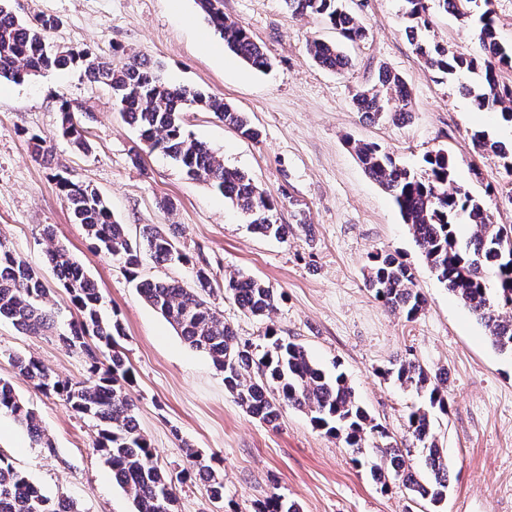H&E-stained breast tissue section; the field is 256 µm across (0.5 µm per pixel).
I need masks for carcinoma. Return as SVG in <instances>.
<instances>
[{
    "instance_id": "carcinoma-1",
    "label": "carcinoma",
    "mask_w": 512,
    "mask_h": 512,
    "mask_svg": "<svg viewBox=\"0 0 512 512\" xmlns=\"http://www.w3.org/2000/svg\"><path fill=\"white\" fill-rule=\"evenodd\" d=\"M341 0H285L294 16L320 19L346 41L366 37V25L340 5ZM405 30L427 68L442 79L462 73L474 75L466 94L479 108H497L504 122L512 125V85L501 79L512 68V45L497 36L496 19L489 9L476 18L479 51L458 54L421 37L428 25L430 6L451 12L462 20L472 17L476 0H403ZM201 12L224 40V45L257 70L271 66L270 58L248 31L224 16V0H197ZM57 25L51 17L21 20L10 0H0V80L22 83L28 77L51 69L80 68L94 82L109 87L119 107L140 131L141 138L174 160L185 173L202 180L230 199L249 218L252 229L266 237L285 240L293 226L279 222L274 201L244 172L224 165V158L207 143L186 132L184 115L194 106L213 113L245 138L257 132L243 112L223 99L199 90L172 88L159 67L131 56L120 68L85 50H55L48 34ZM308 52L321 67L342 73L350 66L340 47L319 38ZM358 111L374 120L407 117L411 95L400 74L381 67L375 82L354 94ZM61 134L75 147L87 149L86 113L72 101L61 100ZM474 150L492 152L512 169V149L483 131L471 135ZM353 151L365 172L393 198L402 219L430 271L485 328L492 346L512 357V224H496L483 197L455 180V162L445 149L423 156L419 172L400 165L376 142L358 141ZM59 192L77 224L82 225L95 248L110 255L130 272L149 255L164 266L184 261L177 248L179 227L145 224L140 242H131L125 225L112 218L104 199L94 190L60 176ZM48 261L58 281L70 295L79 313L69 331L58 334L62 344L79 350L88 359L92 381L73 383L54 376L39 361L24 354L11 356L13 367L45 394L59 396L77 414L95 422L93 447L112 468L118 484L130 495L133 512H176L177 496L172 479L154 460L153 449L141 433L135 405L127 386L133 383L131 368L120 349L124 336L117 315L103 314L102 296L88 279L83 265L67 248L55 244ZM366 285L374 297L392 312L414 320L426 299L417 288L413 269L390 251L370 255ZM145 302L160 313L193 350L205 354L224 372V387L240 406L261 421L276 425L283 408L306 413L314 429L333 436L351 449L350 460L363 465L366 445L373 443L378 462L371 466L373 480L386 488L398 482L409 500L443 512L451 489L448 457L433 431L434 416L448 414L447 379L416 359H399L384 375L424 399L406 415V432L420 446L422 468L410 462L411 449L401 448L357 401L343 374L334 378L310 358L306 349L285 341L271 328L263 343L237 340L235 330L206 301L214 281L200 269L192 284L177 280H144L137 285ZM224 293L232 296L242 311L266 317L277 307L273 289L242 274L224 279ZM5 318L25 334L41 336L56 330V311L50 305L42 275L16 257L0 241V319ZM0 412L10 414L25 427L36 444H53L38 415L21 400L12 386L0 380ZM189 469L208 483L210 497L224 499V477L195 452L187 454ZM0 512H84L72 499H52L19 471L10 458L0 454ZM254 512H300L298 504L272 493Z\"/></svg>"
}]
</instances>
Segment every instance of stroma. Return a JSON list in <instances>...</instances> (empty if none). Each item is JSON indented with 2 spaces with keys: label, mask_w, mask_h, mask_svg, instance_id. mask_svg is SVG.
Segmentation results:
<instances>
[{
  "label": "stroma",
  "mask_w": 512,
  "mask_h": 512,
  "mask_svg": "<svg viewBox=\"0 0 512 512\" xmlns=\"http://www.w3.org/2000/svg\"><path fill=\"white\" fill-rule=\"evenodd\" d=\"M28 20L50 15L55 48L87 49L121 67L132 55L160 65L165 81L223 98L244 112L258 136L247 139L212 113L195 108L186 130L206 142L227 166L248 174L275 202L281 223L294 225L288 240L253 231L222 194L191 179L163 153L139 139L111 90L82 70L49 71L23 83L0 84V240L40 269L58 308L57 330L20 333L0 320V378L35 409L53 447L36 445L11 416L0 414V452L44 493L76 499L85 512H132L129 496L95 451L91 419L73 412L19 376L13 354H28L61 378L88 380L82 353L58 339L77 311L47 264L50 242L66 246L104 296L105 313H118L121 342L134 374L129 395L158 465L177 488V512H254L276 492L301 512H426L404 489L381 491L368 468L353 467L338 439L312 428L308 416L283 409L270 426L247 413L224 387V374L190 349L140 296L145 279L192 282L198 268L215 279L241 272L278 296L263 319L245 315L223 291L210 303L234 327L240 342L259 343L265 328L303 345L327 375L344 373L357 400L405 446L407 406L415 393L384 379L397 356L411 354L448 372L447 414L435 433L446 449L453 482L444 512H512V359L498 353L484 328L437 281L398 209L364 171L350 140L380 143L400 163L418 168L424 154L445 148L457 161L458 183L496 193L486 205L500 224H512V174L502 158L474 152L470 135L485 130L512 141V126L498 110L477 109L461 80H442L427 68L405 33L402 0H345L367 25L365 39L346 43L351 59L341 74L309 56L312 38L337 40L313 17H295L283 0H224V14L245 27L272 61L259 72L224 46L196 0H10ZM424 38L472 52L477 31L458 17L431 9ZM399 73L411 93L405 121H373L357 112L353 96L379 67ZM87 112L88 152L60 132L62 99ZM46 138L48 162L32 158L28 133ZM140 164H133L132 151ZM90 186L126 224L130 238L143 225L175 224L188 263L156 265L144 259L137 274L95 249L72 221L56 178ZM53 227L54 240L43 230ZM398 252L410 264L427 303L414 320L391 313L365 286L371 253ZM210 460L224 476V500L207 483L186 477L187 449Z\"/></svg>",
  "instance_id": "35a3bbf8"
}]
</instances>
